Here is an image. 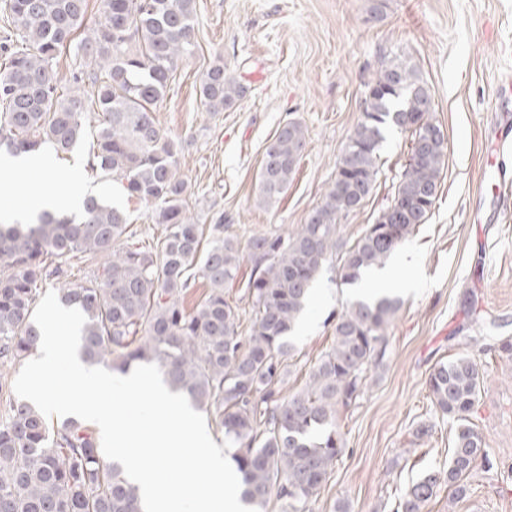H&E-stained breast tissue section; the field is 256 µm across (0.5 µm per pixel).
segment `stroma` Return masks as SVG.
Returning a JSON list of instances; mask_svg holds the SVG:
<instances>
[{
	"label": "stroma",
	"instance_id": "obj_1",
	"mask_svg": "<svg viewBox=\"0 0 512 512\" xmlns=\"http://www.w3.org/2000/svg\"><path fill=\"white\" fill-rule=\"evenodd\" d=\"M196 50L179 63L155 120L185 141L180 173L188 182L187 215L224 232L297 231L320 204L336 161L362 117L367 82L385 58L405 54L432 90L433 115L447 156L430 217L395 252L389 266L414 284L388 328L389 348L357 402L340 411L345 450L310 512H395L403 491L446 467L449 420L432 407L427 379L440 362L467 354L482 364L475 422L487 437L488 465L469 477V494L440 489L423 512H512V194L493 197L488 170L512 182V98L499 79L512 74V0H386L372 16L368 0H196ZM238 76L244 97L228 111H206L202 74L216 60ZM300 120L306 146L287 191L259 205L257 173L278 126ZM90 141L55 161L57 181L124 204L135 241L160 235L148 209L127 201L115 181L86 170ZM409 137L390 132L384 165L364 206L344 221L352 241L389 202L407 159ZM333 269L318 277L303 317L283 393L299 389L332 344V314L350 300ZM427 435H418L420 427Z\"/></svg>",
	"mask_w": 512,
	"mask_h": 512
}]
</instances>
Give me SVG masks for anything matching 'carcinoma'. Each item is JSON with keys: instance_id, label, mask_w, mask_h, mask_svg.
<instances>
[{"instance_id": "1", "label": "carcinoma", "mask_w": 512, "mask_h": 512, "mask_svg": "<svg viewBox=\"0 0 512 512\" xmlns=\"http://www.w3.org/2000/svg\"><path fill=\"white\" fill-rule=\"evenodd\" d=\"M102 19L85 27L88 0H3L0 21V146L17 155L67 154L90 134L87 166L120 183L127 200L162 226L152 244L125 243V209L92 194L79 214H44L37 224L0 227V366L22 364L38 348L33 312L39 285L58 280L69 260L102 257L93 276L58 289L60 303L86 316L81 357L124 375L144 361L196 408L215 414L231 442L242 500L266 512L270 497L288 512L327 483L345 443L340 409L356 403L369 373L382 366L387 329L400 301L362 295L336 313L333 344L310 368L304 386L284 398L282 382L294 331L317 276L336 260L342 285L384 268L396 249L426 223L445 165V135L433 116L432 92L404 55L381 62L367 83L363 118L348 138L336 176L308 221L291 235H224V217L204 227L186 217L187 183L178 172L182 142L166 137L153 113L178 63L195 53V0H102ZM91 54L72 74L80 92H63L53 64L65 49ZM246 87L219 57L204 73L206 111L224 112ZM96 116L93 131L88 114ZM393 126L410 147L391 202L352 244L342 221L362 208L382 167L381 147ZM306 142L304 125L288 120L265 148L260 201L288 189ZM251 264L239 278L243 261ZM203 299L183 306L196 280ZM238 286L253 313L251 334L239 333L242 308L226 297ZM481 367L468 356L437 364L427 379L432 404L455 424L448 467L413 484L397 512H422L446 485L452 499L469 494L467 479L489 461L486 437L473 422ZM0 512H143L137 487L105 459L94 431L78 421L52 423L25 400L8 399L0 415Z\"/></svg>"}]
</instances>
